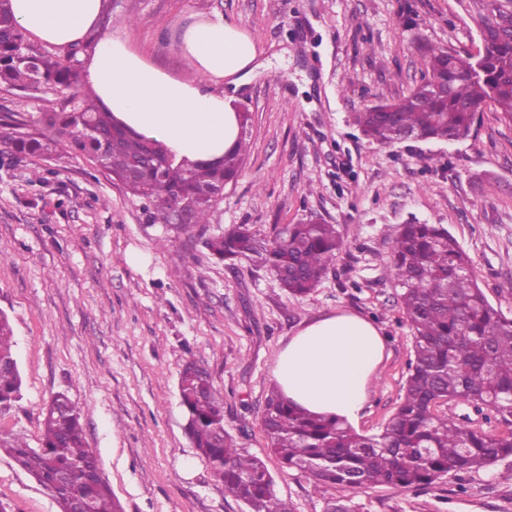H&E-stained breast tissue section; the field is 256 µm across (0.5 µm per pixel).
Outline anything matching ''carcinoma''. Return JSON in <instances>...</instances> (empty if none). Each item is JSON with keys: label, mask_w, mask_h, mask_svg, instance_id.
Instances as JSON below:
<instances>
[{"label": "carcinoma", "mask_w": 512, "mask_h": 512, "mask_svg": "<svg viewBox=\"0 0 512 512\" xmlns=\"http://www.w3.org/2000/svg\"><path fill=\"white\" fill-rule=\"evenodd\" d=\"M479 58L422 43L424 77L407 94L381 100L357 114L365 136L388 145L408 130L419 140L455 141L469 135L488 105L512 122V0H485ZM74 44L52 53L30 42L9 0H0V86L27 92L49 88L63 96L62 111L45 99L41 123L57 131L23 133L14 121L0 123V142L15 154L40 156L59 149L90 158L132 196L144 201L154 224H173L190 206L192 224H207L213 207L233 182L247 151L249 115L238 113L239 139L211 163L181 161L157 141L117 124L95 93L81 82L82 53ZM447 88L437 94L431 83ZM221 261L246 259L266 268L294 296L312 292L334 267L344 240L335 224L310 220L257 237L247 225L206 239ZM391 271L402 314L412 335L414 360L404 395L383 430L357 433L343 419L313 415L273 387L261 416L268 448L282 467L324 484L354 491L387 485L407 491L458 473L486 470L512 457V320L487 300L469 257L448 230L434 224H403L391 239ZM13 327L0 312V413L21 398ZM185 432L249 512H293L275 490L265 461L244 454L224 427V403L210 374L194 362L179 376ZM491 409L511 429L479 431L439 407L447 402ZM0 452L28 472L55 498L60 512H123L102 477L98 458L86 448L79 407L66 395L51 398L42 413L38 447L0 430Z\"/></svg>", "instance_id": "1"}]
</instances>
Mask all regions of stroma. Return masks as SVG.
Wrapping results in <instances>:
<instances>
[{
    "mask_svg": "<svg viewBox=\"0 0 512 512\" xmlns=\"http://www.w3.org/2000/svg\"><path fill=\"white\" fill-rule=\"evenodd\" d=\"M480 0H119L108 32L189 78L176 31L214 12L255 41L258 67L225 87L248 110L250 150L206 224L150 223L139 200L88 158L16 161L0 145V311L14 330L23 397L0 430L38 446L56 393L82 412L86 446L123 512H248L185 431L178 380L194 361L224 402V426L263 457L293 512L352 499L359 512H512V458L435 486L353 491L284 470L261 425L272 369L290 336L321 315L363 316L385 358L353 429L379 433L414 358L390 273L403 224L444 227L469 256L490 304L512 319V123L493 107L453 142L368 140L356 114L396 99L424 70L418 45L480 44ZM317 216L344 247L317 288L293 297L264 268L217 261L206 238L245 224L259 237ZM11 512H59L0 453Z\"/></svg>",
    "mask_w": 512,
    "mask_h": 512,
    "instance_id": "1",
    "label": "stroma"
}]
</instances>
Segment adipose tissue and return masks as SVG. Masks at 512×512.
Here are the masks:
<instances>
[{
	"label": "adipose tissue",
	"instance_id": "adipose-tissue-1",
	"mask_svg": "<svg viewBox=\"0 0 512 512\" xmlns=\"http://www.w3.org/2000/svg\"><path fill=\"white\" fill-rule=\"evenodd\" d=\"M17 23L44 44L66 47L98 35L103 0H10ZM83 56L81 78L113 118L163 143L179 158L213 162L239 136L238 118L216 83L238 84L258 57L237 22L214 13L184 28L180 48L195 76L171 75L109 34ZM384 339L365 318L326 314L299 328L278 355L273 377L295 406L356 420L378 377Z\"/></svg>",
	"mask_w": 512,
	"mask_h": 512
}]
</instances>
